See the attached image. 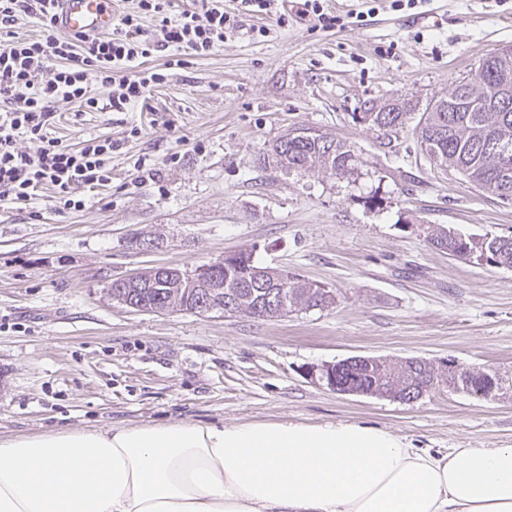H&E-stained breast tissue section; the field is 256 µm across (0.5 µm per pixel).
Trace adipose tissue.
Here are the masks:
<instances>
[{
    "label": "adipose tissue",
    "instance_id": "1",
    "mask_svg": "<svg viewBox=\"0 0 512 512\" xmlns=\"http://www.w3.org/2000/svg\"><path fill=\"white\" fill-rule=\"evenodd\" d=\"M0 512H512V445L433 451L344 421L16 437Z\"/></svg>",
    "mask_w": 512,
    "mask_h": 512
}]
</instances>
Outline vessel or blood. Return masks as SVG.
<instances>
[{"label":"vessel or blood","instance_id":"1","mask_svg":"<svg viewBox=\"0 0 512 512\" xmlns=\"http://www.w3.org/2000/svg\"><path fill=\"white\" fill-rule=\"evenodd\" d=\"M52 12L57 28L71 35L103 36L114 26L112 0H55Z\"/></svg>","mask_w":512,"mask_h":512}]
</instances>
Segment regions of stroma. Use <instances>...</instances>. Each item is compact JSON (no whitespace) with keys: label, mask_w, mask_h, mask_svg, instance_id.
<instances>
[{"label":"stroma","mask_w":512,"mask_h":512,"mask_svg":"<svg viewBox=\"0 0 512 512\" xmlns=\"http://www.w3.org/2000/svg\"><path fill=\"white\" fill-rule=\"evenodd\" d=\"M364 21L322 30L295 0H224L239 27L168 67L127 112L56 100L53 137L118 142L109 186L64 208L53 188L0 205V438L168 422L353 421L421 448L512 445V393L440 387L411 403L344 395L311 369L355 355L491 368L512 378V269L434 249L427 228L512 236L506 204L436 166L414 133L364 122L370 103L425 106L512 45V0H327ZM311 127L358 158L345 177L264 165ZM252 249L337 289L335 307L270 320L147 313L112 300L139 269L191 270Z\"/></svg>","instance_id":"stroma-1"}]
</instances>
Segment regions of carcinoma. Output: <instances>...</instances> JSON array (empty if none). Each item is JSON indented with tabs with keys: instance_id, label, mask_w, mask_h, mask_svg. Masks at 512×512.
<instances>
[{
	"instance_id": "cac0c4a2",
	"label": "carcinoma",
	"mask_w": 512,
	"mask_h": 512,
	"mask_svg": "<svg viewBox=\"0 0 512 512\" xmlns=\"http://www.w3.org/2000/svg\"><path fill=\"white\" fill-rule=\"evenodd\" d=\"M499 85L500 81L490 78L454 84L448 93L459 90L461 95L450 101V110L422 112L415 134L419 144H431L438 166L456 170L482 190L501 198L512 196V174H503L504 164L512 167V97L497 98ZM408 115L410 110L402 105L396 112H365L363 120L373 126L391 125L397 134L404 129ZM269 154L280 169L324 176L347 175L356 162L350 146L325 134L302 132L287 140L281 137L272 144ZM427 241L440 251L460 253L472 263L512 267V237H466L443 226H430ZM217 278L224 282V303L254 319L324 310L338 299L337 292L310 282L290 281L286 288L276 287V269L258 264L251 250L242 251L235 262L218 271ZM131 294L136 303L146 306L170 297L165 288H135ZM496 374L493 369L463 367L449 377L429 362L381 357L371 366L363 363L341 367L336 382L382 398L411 402L441 383L476 396Z\"/></svg>"
}]
</instances>
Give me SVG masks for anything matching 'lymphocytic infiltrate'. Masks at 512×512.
<instances>
[{
    "label": "lymphocytic infiltrate",
    "mask_w": 512,
    "mask_h": 512,
    "mask_svg": "<svg viewBox=\"0 0 512 512\" xmlns=\"http://www.w3.org/2000/svg\"><path fill=\"white\" fill-rule=\"evenodd\" d=\"M48 0H0V30L19 16L42 21L46 33L37 40L19 39L0 47V203L29 204L42 186H50L67 208L84 207L78 187L95 188L112 180L109 166L115 144L92 138L73 150L49 131L50 105L58 99L79 100L88 107L126 112L153 87L163 73L144 68L152 53L171 56L204 54L238 27L223 0H194L179 18L168 17L170 0H139L142 11L159 15L157 33H145L133 15L121 17L111 36L87 39L62 36L47 18ZM110 86L106 103L90 97L88 75ZM30 143L28 150L18 140Z\"/></svg>",
    "instance_id": "f902f5d3"
}]
</instances>
